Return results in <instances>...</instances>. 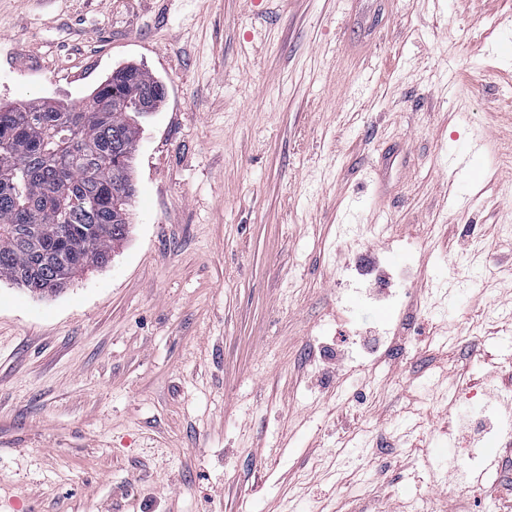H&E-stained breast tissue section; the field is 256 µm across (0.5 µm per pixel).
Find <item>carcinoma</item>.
Here are the masks:
<instances>
[{
  "instance_id": "obj_1",
  "label": "carcinoma",
  "mask_w": 512,
  "mask_h": 512,
  "mask_svg": "<svg viewBox=\"0 0 512 512\" xmlns=\"http://www.w3.org/2000/svg\"><path fill=\"white\" fill-rule=\"evenodd\" d=\"M161 82L128 65L90 95L94 105L30 100L0 110V280L55 294L100 267L126 240L140 134L135 104Z\"/></svg>"
}]
</instances>
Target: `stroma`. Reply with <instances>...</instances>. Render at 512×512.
Segmentation results:
<instances>
[{"instance_id":"1","label":"stroma","mask_w":512,"mask_h":512,"mask_svg":"<svg viewBox=\"0 0 512 512\" xmlns=\"http://www.w3.org/2000/svg\"><path fill=\"white\" fill-rule=\"evenodd\" d=\"M128 63V238L0 280V512H512V442L455 484L512 386V0H0V103Z\"/></svg>"}]
</instances>
